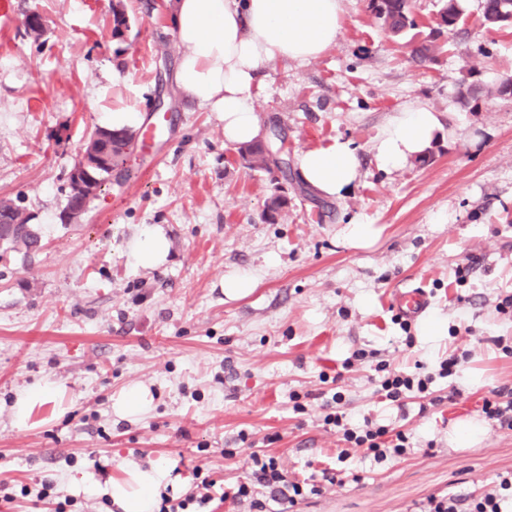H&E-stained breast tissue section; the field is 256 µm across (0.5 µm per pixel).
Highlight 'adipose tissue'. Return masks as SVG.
Returning a JSON list of instances; mask_svg holds the SVG:
<instances>
[{
	"instance_id": "ef3b65f1",
	"label": "adipose tissue",
	"mask_w": 512,
	"mask_h": 512,
	"mask_svg": "<svg viewBox=\"0 0 512 512\" xmlns=\"http://www.w3.org/2000/svg\"><path fill=\"white\" fill-rule=\"evenodd\" d=\"M178 34L177 81L198 108L217 113L224 144L241 147L264 139L255 105L263 66L273 60L309 63L335 45L344 0H172ZM443 128L440 115L425 106L407 107L381 128L375 144L380 164L398 170L422 156ZM303 182L326 197L343 196L359 177L360 161L350 142L335 140L298 156ZM169 242L155 225L138 231L129 244L136 268L165 263ZM63 385L48 381L21 390L13 405L17 426L28 427L32 411L61 404ZM171 481L162 464L126 469L107 492L122 512H155L158 493Z\"/></svg>"
}]
</instances>
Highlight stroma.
Masks as SVG:
<instances>
[{
	"instance_id": "obj_1",
	"label": "stroma",
	"mask_w": 512,
	"mask_h": 512,
	"mask_svg": "<svg viewBox=\"0 0 512 512\" xmlns=\"http://www.w3.org/2000/svg\"><path fill=\"white\" fill-rule=\"evenodd\" d=\"M133 24L112 35V6ZM0 12V199L20 204L42 238L30 259L0 245V484L18 498L12 512H48L42 483L75 501V512H119L102 490L136 464L166 465L181 497L195 466L216 481L214 512H248L224 500L246 481L248 456L278 457L289 476L318 481L336 470L342 443L322 423L321 375L342 374V407L356 418L407 430L397 460H348L359 482L327 486L300 512H412L450 489L472 490L512 474V432L484 418L492 390L512 387V315L496 306L512 294V96L492 88L512 76V26L485 28L480 0L464 15L437 62L417 67L402 43L345 0L333 47L308 64L274 61L262 70L256 109L263 128L285 138L288 173L271 184L224 144V123L193 107L173 81L177 34L166 0H8ZM41 14L40 40L25 37V12ZM485 88L477 106L464 85ZM170 102L154 111L157 95ZM444 113L424 165L378 163L383 124L406 107ZM117 109L160 124L150 153L134 149L135 180L113 178L75 221L63 219L68 175L88 135ZM353 143L360 176L346 196L301 190L302 151ZM287 196L276 223L263 218L273 192ZM146 224L164 228L168 261L133 268L126 246ZM370 237L349 242L347 227ZM470 265L465 281L458 266ZM236 270L257 284L230 299ZM419 287L430 306L402 329L392 305ZM358 350L374 361H343ZM466 352L454 401L419 414L376 392L375 361L412 371ZM50 380L66 388L64 414L34 410L29 427L12 415L15 394ZM149 387L153 408L129 422L112 412L124 387ZM306 395L295 413L292 394ZM480 433L458 439L461 424ZM234 456H225V449ZM82 487H74V480ZM29 496H20V488Z\"/></svg>"
}]
</instances>
